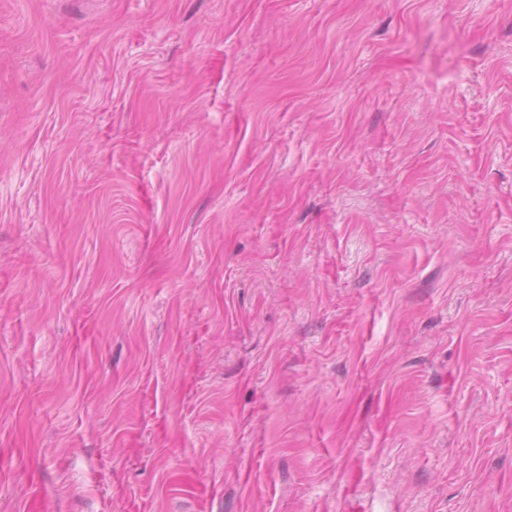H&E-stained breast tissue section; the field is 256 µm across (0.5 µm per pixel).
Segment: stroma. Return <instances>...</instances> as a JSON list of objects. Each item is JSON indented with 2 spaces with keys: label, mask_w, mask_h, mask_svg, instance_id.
<instances>
[{
  "label": "stroma",
  "mask_w": 512,
  "mask_h": 512,
  "mask_svg": "<svg viewBox=\"0 0 512 512\" xmlns=\"http://www.w3.org/2000/svg\"><path fill=\"white\" fill-rule=\"evenodd\" d=\"M0 512H512V0H0Z\"/></svg>",
  "instance_id": "1"
}]
</instances>
